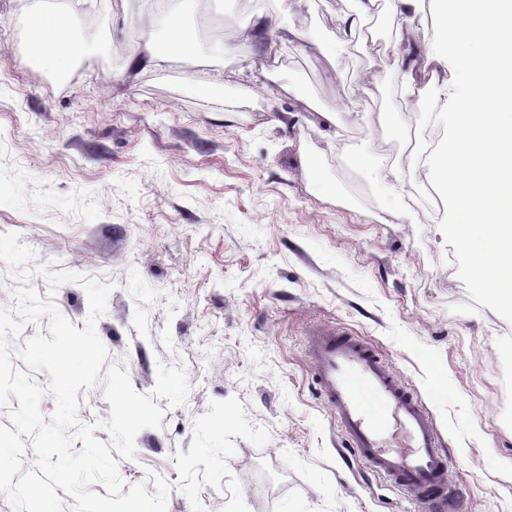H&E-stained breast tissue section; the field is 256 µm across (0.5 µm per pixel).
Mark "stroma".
Here are the masks:
<instances>
[{
  "label": "stroma",
  "mask_w": 512,
  "mask_h": 512,
  "mask_svg": "<svg viewBox=\"0 0 512 512\" xmlns=\"http://www.w3.org/2000/svg\"><path fill=\"white\" fill-rule=\"evenodd\" d=\"M31 2L0 0V234L78 274L29 279L76 327L83 280L113 284L96 331L137 392L161 362L189 382L184 404L159 400L123 480L151 493L163 477L166 512H418L318 398L305 338L320 326L367 337L412 385L462 512H512V321L471 299L424 204L387 5L350 35V0H299L290 40L236 50L239 23L276 0H183L190 47L135 74L132 47L166 26H144V0H83L61 76L22 51ZM406 27L430 61L421 88L446 103L429 12Z\"/></svg>",
  "instance_id": "1"
}]
</instances>
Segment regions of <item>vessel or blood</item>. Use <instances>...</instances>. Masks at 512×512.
<instances>
[{
  "label": "vessel or blood",
  "instance_id": "obj_1",
  "mask_svg": "<svg viewBox=\"0 0 512 512\" xmlns=\"http://www.w3.org/2000/svg\"><path fill=\"white\" fill-rule=\"evenodd\" d=\"M312 381L341 425L355 460L431 512H454L452 459L423 403L361 336L313 329Z\"/></svg>",
  "mask_w": 512,
  "mask_h": 512
}]
</instances>
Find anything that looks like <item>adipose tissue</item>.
<instances>
[{
    "label": "adipose tissue",
    "instance_id": "adipose-tissue-1",
    "mask_svg": "<svg viewBox=\"0 0 512 512\" xmlns=\"http://www.w3.org/2000/svg\"><path fill=\"white\" fill-rule=\"evenodd\" d=\"M148 23L158 21L167 26L164 42L145 38L133 47L132 62L141 66H152L166 61L170 56L183 51L191 36L180 23L175 0H146ZM71 15L66 4L56 9L42 7L40 0H33L27 32V48L30 52L44 57L46 63L57 74H65L72 67L81 52V45L69 33Z\"/></svg>",
    "mask_w": 512,
    "mask_h": 512
}]
</instances>
